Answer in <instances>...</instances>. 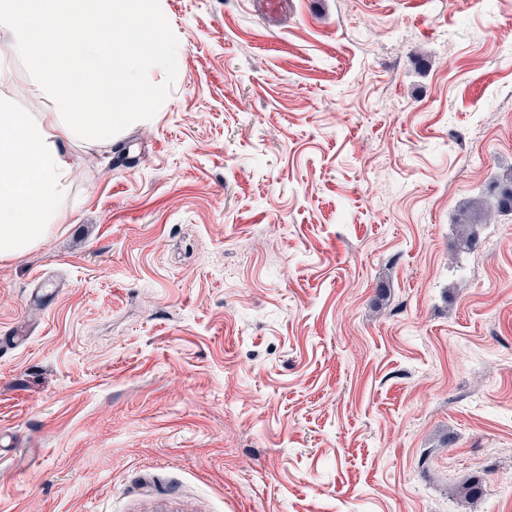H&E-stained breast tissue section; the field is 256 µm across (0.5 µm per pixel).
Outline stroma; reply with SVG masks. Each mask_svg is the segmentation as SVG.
<instances>
[{"label":"stroma","mask_w":512,"mask_h":512,"mask_svg":"<svg viewBox=\"0 0 512 512\" xmlns=\"http://www.w3.org/2000/svg\"><path fill=\"white\" fill-rule=\"evenodd\" d=\"M282 2L162 0L152 119L0 260V512H512V0ZM490 201H481L471 216L461 224H491L495 215L512 214V182L497 188Z\"/></svg>","instance_id":"1"}]
</instances>
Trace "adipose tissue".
<instances>
[{
    "instance_id": "ef3b65f1",
    "label": "adipose tissue",
    "mask_w": 512,
    "mask_h": 512,
    "mask_svg": "<svg viewBox=\"0 0 512 512\" xmlns=\"http://www.w3.org/2000/svg\"><path fill=\"white\" fill-rule=\"evenodd\" d=\"M7 59L37 65L51 91L47 125L0 104V260L43 242L68 206V142H111L116 122L147 115L149 61L171 53L173 37L156 0H0Z\"/></svg>"
}]
</instances>
